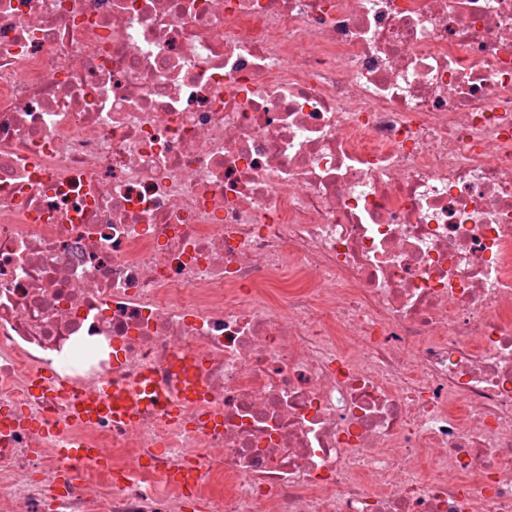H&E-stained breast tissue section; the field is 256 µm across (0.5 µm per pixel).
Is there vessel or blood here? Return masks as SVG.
Returning <instances> with one entry per match:
<instances>
[{
    "label": "vessel or blood",
    "mask_w": 512,
    "mask_h": 512,
    "mask_svg": "<svg viewBox=\"0 0 512 512\" xmlns=\"http://www.w3.org/2000/svg\"><path fill=\"white\" fill-rule=\"evenodd\" d=\"M175 367L182 379L175 395H165L155 374L146 370L134 385L115 383L103 387L99 393L80 396L73 411L74 419L93 423L107 417L119 425L131 424L148 405L158 413L167 415L182 412L201 402L206 396V389L194 359L177 357Z\"/></svg>",
    "instance_id": "obj_1"
}]
</instances>
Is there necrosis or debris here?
Returning <instances> with one entry per match:
<instances>
[{"mask_svg":"<svg viewBox=\"0 0 512 512\" xmlns=\"http://www.w3.org/2000/svg\"><path fill=\"white\" fill-rule=\"evenodd\" d=\"M15 408L0 512H512V0H0ZM175 367L181 375V386L174 396L164 394L156 375L143 371L133 386L117 384L105 386L93 395H82L73 411V419L95 423L102 417L114 423L132 424L146 405L163 415L183 412L206 397V389L199 377L197 365L190 356H178Z\"/></svg>","mask_w":512,"mask_h":512,"instance_id":"necrosis-or-debris-1","label":"necrosis or debris"}]
</instances>
